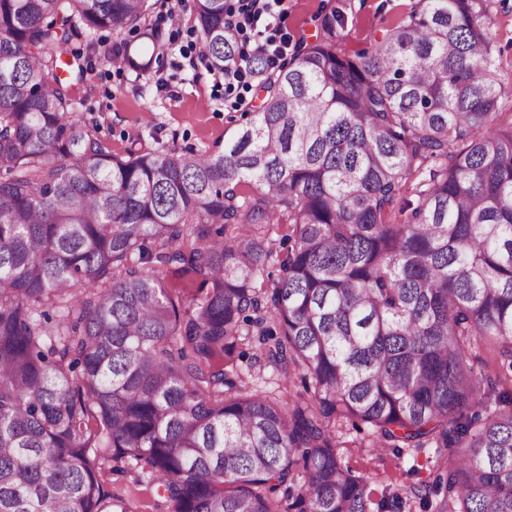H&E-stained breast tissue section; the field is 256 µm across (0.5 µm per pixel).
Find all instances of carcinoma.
<instances>
[{
  "instance_id": "1",
  "label": "carcinoma",
  "mask_w": 512,
  "mask_h": 512,
  "mask_svg": "<svg viewBox=\"0 0 512 512\" xmlns=\"http://www.w3.org/2000/svg\"><path fill=\"white\" fill-rule=\"evenodd\" d=\"M154 7L0 0V512H134L106 460L167 512H512V87L487 0H418L354 55L328 0L285 65L249 59L261 103L223 152L118 157L75 114L70 44L139 30L146 70ZM226 8L194 0L216 69L239 61ZM241 341L306 395L247 392ZM346 425L433 450V480L377 499Z\"/></svg>"
}]
</instances>
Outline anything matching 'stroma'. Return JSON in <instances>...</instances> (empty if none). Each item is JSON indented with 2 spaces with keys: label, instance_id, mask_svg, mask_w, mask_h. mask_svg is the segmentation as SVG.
Instances as JSON below:
<instances>
[{
  "label": "stroma",
  "instance_id": "35a3bbf8",
  "mask_svg": "<svg viewBox=\"0 0 512 512\" xmlns=\"http://www.w3.org/2000/svg\"><path fill=\"white\" fill-rule=\"evenodd\" d=\"M416 0H350L346 38L342 53L364 49L380 33L406 18ZM326 6L325 0H288L282 27L291 42L315 36ZM485 23L496 44L495 67L499 81L512 85V0H489ZM147 27L157 45L151 67L144 72L115 68L117 47L138 48L142 39L131 32L79 31L72 47L80 57L84 73L75 78L77 111L90 121L96 138L117 156H128L167 148H193L217 153L244 120L233 110L231 100L213 97V78L180 48L197 44V20L193 6H186L179 21L154 10ZM240 358L233 370L240 373L250 392L269 397L283 391L303 392L299 377L283 380L272 369L253 368L249 358L254 346L238 344ZM341 454L357 474L367 477L376 492H401L414 484L432 481L425 452L386 449L376 452L355 431L344 432Z\"/></svg>",
  "mask_w": 512,
  "mask_h": 512
}]
</instances>
